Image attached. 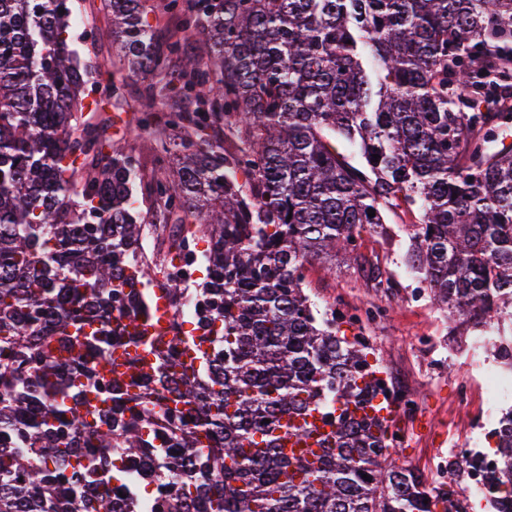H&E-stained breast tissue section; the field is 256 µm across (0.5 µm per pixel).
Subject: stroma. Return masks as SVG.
I'll return each instance as SVG.
<instances>
[{
  "label": "stroma",
  "instance_id": "obj_1",
  "mask_svg": "<svg viewBox=\"0 0 512 512\" xmlns=\"http://www.w3.org/2000/svg\"><path fill=\"white\" fill-rule=\"evenodd\" d=\"M75 16L95 21L92 36L76 38L79 55H90L106 63L102 80L113 77L111 64L117 58V48L110 35V20L101 0H73ZM141 82H130L129 96L123 109L114 113L116 130L122 145L135 147L145 169H152L154 154L144 140L132 133L133 119L145 107L140 97ZM415 222L414 213L399 208L388 211L381 227L362 232L359 250L366 266L329 264L315 261L304 270L308 292L320 308H336L343 313L367 304H384L388 317L379 323L358 327L351 323L340 326L347 339H365L386 369L390 385L416 393L423 407L420 416L402 417L401 429L408 431L406 446L397 449L398 464L412 469L430 487L440 486L430 470L432 460L444 461L454 440L473 439L476 447L489 448L485 436L476 435L468 412L453 403L457 382L468 378L474 405H485L492 417H500L503 402L494 401V384L486 379L485 371L494 363L486 346L473 343L472 333L457 327L448 312L422 300L411 305L408 295L416 278L406 262L411 240L409 228ZM387 288H380V281ZM429 336L433 344L418 347L417 337Z\"/></svg>",
  "mask_w": 512,
  "mask_h": 512
}]
</instances>
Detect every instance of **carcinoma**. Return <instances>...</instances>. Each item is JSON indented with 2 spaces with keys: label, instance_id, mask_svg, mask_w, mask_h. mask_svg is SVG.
Segmentation results:
<instances>
[{
  "label": "carcinoma",
  "instance_id": "obj_1",
  "mask_svg": "<svg viewBox=\"0 0 512 512\" xmlns=\"http://www.w3.org/2000/svg\"><path fill=\"white\" fill-rule=\"evenodd\" d=\"M103 6L123 80L166 111L137 122L155 156L148 218L131 206L143 170L103 117L125 85L90 83L102 64L72 48L71 0H0V512H142L150 486L164 512L175 475L192 512H471L397 464L388 428L351 417L373 393L397 398L303 270L358 263L361 231L414 208L408 263L429 298L512 368V0H167L173 32L149 23L148 0ZM199 33L204 59L185 53ZM191 96L206 109L188 111ZM171 219L168 246L136 262L149 225ZM197 244L190 288L176 269ZM145 280L171 336L152 342V372L130 373L131 396L100 365L134 339L123 321ZM198 336L208 349L187 365ZM84 388L107 404L95 424ZM316 411L333 426L322 454L282 455V415L312 434ZM492 436L485 501L512 512V409Z\"/></svg>",
  "mask_w": 512,
  "mask_h": 512
}]
</instances>
